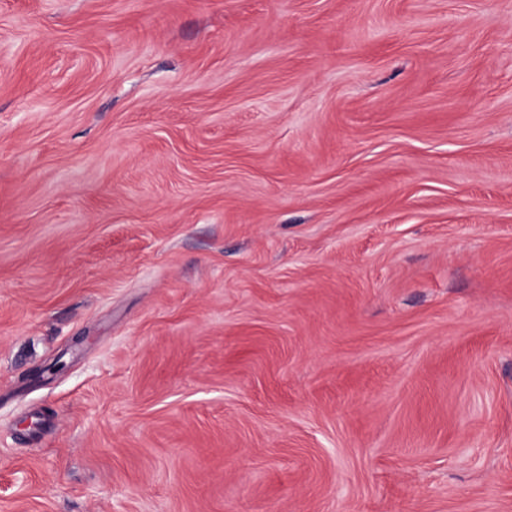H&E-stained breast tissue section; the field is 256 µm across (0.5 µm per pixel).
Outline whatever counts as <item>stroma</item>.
<instances>
[{
	"mask_svg": "<svg viewBox=\"0 0 512 512\" xmlns=\"http://www.w3.org/2000/svg\"><path fill=\"white\" fill-rule=\"evenodd\" d=\"M0 512H512V0H0Z\"/></svg>",
	"mask_w": 512,
	"mask_h": 512,
	"instance_id": "35a3bbf8",
	"label": "stroma"
}]
</instances>
